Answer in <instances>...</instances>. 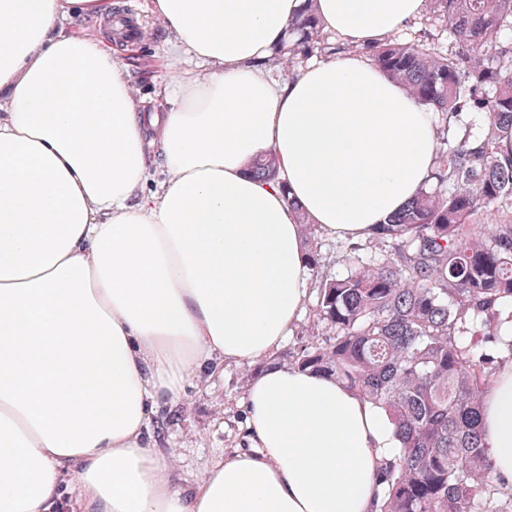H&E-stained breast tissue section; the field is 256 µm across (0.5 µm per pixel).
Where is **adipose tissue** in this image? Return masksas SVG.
Wrapping results in <instances>:
<instances>
[{"label":"adipose tissue","mask_w":512,"mask_h":512,"mask_svg":"<svg viewBox=\"0 0 512 512\" xmlns=\"http://www.w3.org/2000/svg\"><path fill=\"white\" fill-rule=\"evenodd\" d=\"M350 47L270 79L306 6ZM113 0H0V512H374L399 448L378 405L274 361L308 295L302 225L362 240L427 185L438 116L361 53L425 0H148L178 50L137 111L110 48L64 32ZM206 72L195 76L186 65ZM166 177L148 195L147 146ZM278 178L249 171L264 153ZM263 359L248 452L180 486L155 436L194 375ZM512 478V359L483 399Z\"/></svg>","instance_id":"obj_1"}]
</instances>
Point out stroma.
Masks as SVG:
<instances>
[{"instance_id": "stroma-1", "label": "stroma", "mask_w": 512, "mask_h": 512, "mask_svg": "<svg viewBox=\"0 0 512 512\" xmlns=\"http://www.w3.org/2000/svg\"><path fill=\"white\" fill-rule=\"evenodd\" d=\"M124 8L133 10L143 25L133 37L132 56L148 65L151 75L144 78L128 71L136 99L147 111L164 112L168 106L162 92L165 70L174 53L170 35L156 17L146 9V0H120ZM316 274L311 277L305 313L296 324L286 344L276 355L277 361L292 363L301 345L319 343L328 335V327H314L318 301L317 284L322 275H345L349 269L347 242L317 234ZM258 370L254 363L228 362L223 372L206 381L189 380L182 400L163 411L162 442L176 444L179 455L171 463L172 479L191 484L201 479L208 464L235 451L250 448L245 423V394Z\"/></svg>"}]
</instances>
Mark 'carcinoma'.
Returning a JSON list of instances; mask_svg holds the SVG:
<instances>
[{
	"label": "carcinoma",
	"instance_id": "1",
	"mask_svg": "<svg viewBox=\"0 0 512 512\" xmlns=\"http://www.w3.org/2000/svg\"><path fill=\"white\" fill-rule=\"evenodd\" d=\"M436 29L450 51L435 46ZM511 30L512 0H429L421 38L365 47L419 104L482 123L449 140L434 185L372 233L383 253L349 246L350 272L319 288L316 319L332 335L296 353V366L383 408L400 438L375 512H512L480 422L493 356L459 339L469 322L512 352L498 324L512 308V41L500 39ZM347 50L325 40L309 6L275 54L289 63ZM251 172L276 179L275 157L254 160Z\"/></svg>",
	"mask_w": 512,
	"mask_h": 512
}]
</instances>
